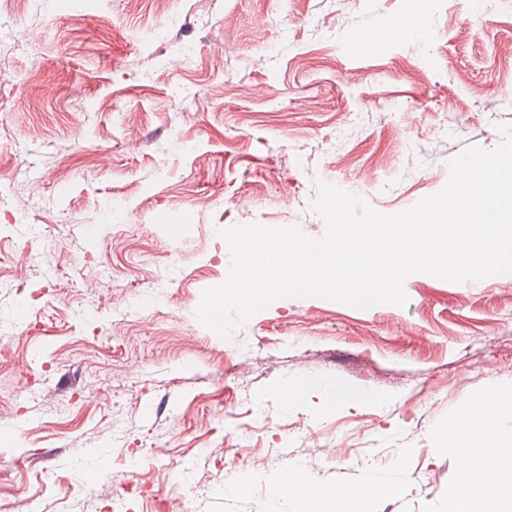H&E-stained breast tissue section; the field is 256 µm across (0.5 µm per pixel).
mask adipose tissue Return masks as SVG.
Segmentation results:
<instances>
[{
	"mask_svg": "<svg viewBox=\"0 0 512 512\" xmlns=\"http://www.w3.org/2000/svg\"><path fill=\"white\" fill-rule=\"evenodd\" d=\"M512 409V392L490 389L443 431L445 448L467 460L455 512H512V439L504 440L494 425V415ZM272 498L289 497L294 512H315L316 501L328 502L329 512H366V494L343 496L316 489L302 470L281 475L269 486Z\"/></svg>",
	"mask_w": 512,
	"mask_h": 512,
	"instance_id": "ef3b65f1",
	"label": "adipose tissue"
}]
</instances>
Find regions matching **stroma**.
<instances>
[{
    "label": "stroma",
    "instance_id": "1",
    "mask_svg": "<svg viewBox=\"0 0 512 512\" xmlns=\"http://www.w3.org/2000/svg\"><path fill=\"white\" fill-rule=\"evenodd\" d=\"M424 3L418 32L410 0H0V512H292L269 484L295 467L335 492L398 470L369 512H453L440 432L512 389V274L281 298L227 339L197 317L221 230L321 238L322 182L402 211L512 125V0ZM336 385L368 399L321 409Z\"/></svg>",
    "mask_w": 512,
    "mask_h": 512
}]
</instances>
